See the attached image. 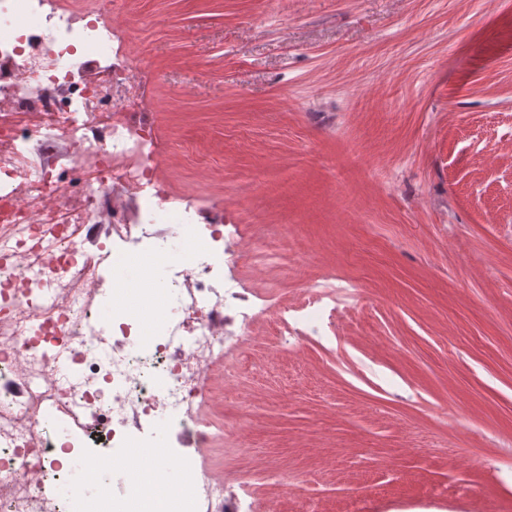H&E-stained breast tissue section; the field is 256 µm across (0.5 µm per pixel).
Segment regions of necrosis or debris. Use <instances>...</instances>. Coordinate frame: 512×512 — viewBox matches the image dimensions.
Here are the masks:
<instances>
[{
    "label": "necrosis or debris",
    "mask_w": 512,
    "mask_h": 512,
    "mask_svg": "<svg viewBox=\"0 0 512 512\" xmlns=\"http://www.w3.org/2000/svg\"><path fill=\"white\" fill-rule=\"evenodd\" d=\"M113 6L0 0V512H241L224 402L257 296L221 204L167 184Z\"/></svg>",
    "instance_id": "1"
}]
</instances>
